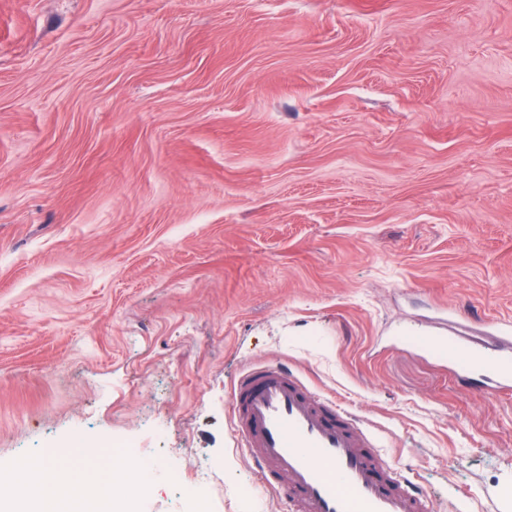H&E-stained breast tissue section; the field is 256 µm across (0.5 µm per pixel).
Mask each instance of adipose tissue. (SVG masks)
<instances>
[{
	"label": "adipose tissue",
	"instance_id": "obj_1",
	"mask_svg": "<svg viewBox=\"0 0 512 512\" xmlns=\"http://www.w3.org/2000/svg\"><path fill=\"white\" fill-rule=\"evenodd\" d=\"M46 466L44 459L23 457L16 461L13 471H0V505L13 508L14 512H118L110 489L127 480L125 469L115 467L101 476L62 468L51 474L48 494H23L19 475H37L45 472Z\"/></svg>",
	"mask_w": 512,
	"mask_h": 512
}]
</instances>
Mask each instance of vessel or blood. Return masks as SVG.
<instances>
[{
	"mask_svg": "<svg viewBox=\"0 0 512 512\" xmlns=\"http://www.w3.org/2000/svg\"><path fill=\"white\" fill-rule=\"evenodd\" d=\"M463 372L479 368L490 390L512 389V347L440 335L426 342ZM235 431L263 486L290 512H429L395 462L382 456L361 416L310 389L287 365L254 363L232 392Z\"/></svg>",
	"mask_w": 512,
	"mask_h": 512,
	"instance_id": "1",
	"label": "vessel or blood"
}]
</instances>
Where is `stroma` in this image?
Wrapping results in <instances>:
<instances>
[{"label":"stroma","instance_id":"obj_1","mask_svg":"<svg viewBox=\"0 0 512 512\" xmlns=\"http://www.w3.org/2000/svg\"><path fill=\"white\" fill-rule=\"evenodd\" d=\"M512 0H0V469H149L122 512H290L235 437L281 362L430 512H512ZM450 335L448 333V336L438 335L427 339V348L438 357L457 363L465 373L476 366L483 371L481 376L490 384L487 386L492 391L512 389V343L508 349L479 347Z\"/></svg>","mask_w":512,"mask_h":512}]
</instances>
